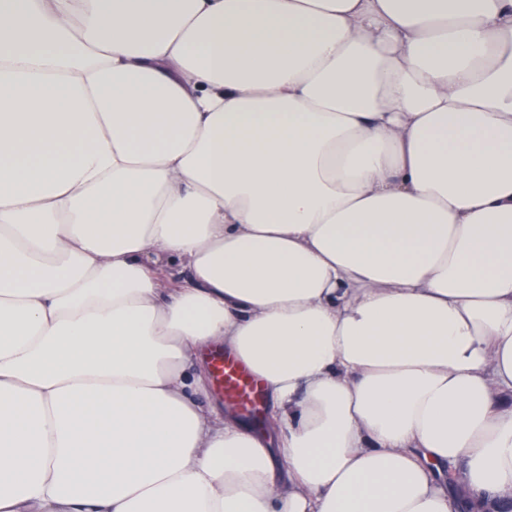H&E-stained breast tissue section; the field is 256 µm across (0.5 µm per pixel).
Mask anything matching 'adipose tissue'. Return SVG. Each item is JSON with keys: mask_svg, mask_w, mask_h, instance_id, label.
I'll use <instances>...</instances> for the list:
<instances>
[{"mask_svg": "<svg viewBox=\"0 0 512 512\" xmlns=\"http://www.w3.org/2000/svg\"><path fill=\"white\" fill-rule=\"evenodd\" d=\"M461 497L512 499V0H0V512ZM212 362L216 378L219 382L231 388L235 393L251 397L253 388L243 377L240 368L226 359L223 352H215ZM208 365L209 377H208V401L220 402L222 405L233 408L237 413L247 418H250L258 423H265V417L267 411L270 409V402L266 395H264L263 403L260 414L258 416V408L251 406L247 407V411L241 409L239 399L232 398L227 395V391H224V386L217 385L216 388L212 385V371L210 365ZM258 416V417H257Z\"/></svg>", "mask_w": 512, "mask_h": 512, "instance_id": "ef3b65f1", "label": "adipose tissue"}]
</instances>
